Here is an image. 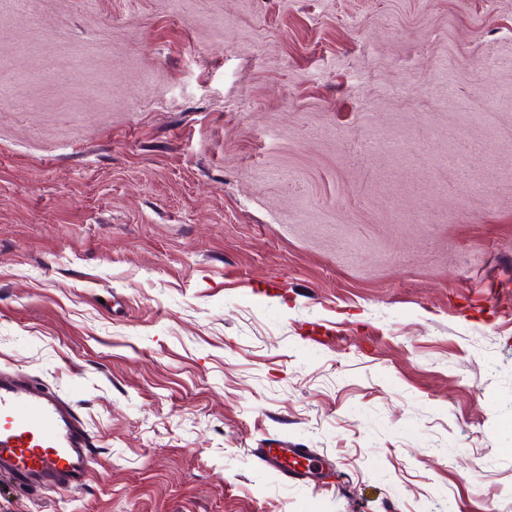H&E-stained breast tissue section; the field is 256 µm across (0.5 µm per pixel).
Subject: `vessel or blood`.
<instances>
[{"label": "vessel or blood", "instance_id": "1", "mask_svg": "<svg viewBox=\"0 0 512 512\" xmlns=\"http://www.w3.org/2000/svg\"><path fill=\"white\" fill-rule=\"evenodd\" d=\"M255 456L286 478L309 475L302 448H258ZM92 455L90 436L70 402L30 379L0 370V477L39 494L82 489Z\"/></svg>", "mask_w": 512, "mask_h": 512}]
</instances>
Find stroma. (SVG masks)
<instances>
[{
    "label": "stroma",
    "instance_id": "1",
    "mask_svg": "<svg viewBox=\"0 0 512 512\" xmlns=\"http://www.w3.org/2000/svg\"><path fill=\"white\" fill-rule=\"evenodd\" d=\"M34 9L0 0V369L93 457L0 512H512V0ZM256 456L269 470L285 477L310 475L313 460L304 448H254Z\"/></svg>",
    "mask_w": 512,
    "mask_h": 512
}]
</instances>
